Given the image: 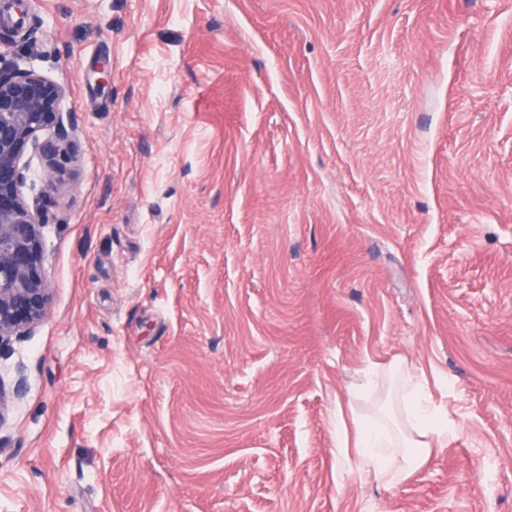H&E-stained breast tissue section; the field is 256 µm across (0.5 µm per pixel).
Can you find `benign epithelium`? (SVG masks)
Masks as SVG:
<instances>
[{
    "instance_id": "1",
    "label": "benign epithelium",
    "mask_w": 512,
    "mask_h": 512,
    "mask_svg": "<svg viewBox=\"0 0 512 512\" xmlns=\"http://www.w3.org/2000/svg\"><path fill=\"white\" fill-rule=\"evenodd\" d=\"M19 21L0 17L10 37L30 41L28 55L0 65V347L47 316L51 288L42 274V228L55 219L47 188L76 159L77 125L63 110L66 88L30 65L39 51L23 29L29 0H11ZM38 160L42 188L28 182Z\"/></svg>"
}]
</instances>
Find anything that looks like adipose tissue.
<instances>
[{"mask_svg": "<svg viewBox=\"0 0 512 512\" xmlns=\"http://www.w3.org/2000/svg\"><path fill=\"white\" fill-rule=\"evenodd\" d=\"M396 396L412 428L398 433L393 424L375 423L373 417L351 413L352 439H339L341 448H355L363 469L376 480L394 482L418 469L432 449L444 447L449 428L440 424L437 411L430 406L427 393L413 369L395 366Z\"/></svg>", "mask_w": 512, "mask_h": 512, "instance_id": "obj_1", "label": "adipose tissue"}]
</instances>
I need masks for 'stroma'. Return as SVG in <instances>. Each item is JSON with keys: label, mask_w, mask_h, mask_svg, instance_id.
Wrapping results in <instances>:
<instances>
[{"label": "stroma", "mask_w": 512, "mask_h": 512, "mask_svg": "<svg viewBox=\"0 0 512 512\" xmlns=\"http://www.w3.org/2000/svg\"><path fill=\"white\" fill-rule=\"evenodd\" d=\"M30 11L79 154L0 512H512V0ZM395 361L452 433L384 484L336 415Z\"/></svg>", "instance_id": "1"}]
</instances>
